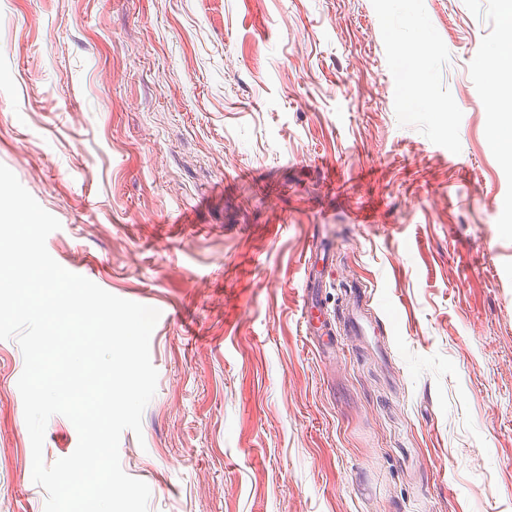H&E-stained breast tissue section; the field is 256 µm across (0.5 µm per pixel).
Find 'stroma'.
Instances as JSON below:
<instances>
[{"mask_svg":"<svg viewBox=\"0 0 512 512\" xmlns=\"http://www.w3.org/2000/svg\"><path fill=\"white\" fill-rule=\"evenodd\" d=\"M511 14L0 0V164L60 221L57 263L160 312L119 445L148 512H512ZM354 282L376 333L305 321ZM23 368L0 340V512L47 498ZM77 443L52 416L45 464Z\"/></svg>","mask_w":512,"mask_h":512,"instance_id":"obj_1","label":"stroma"}]
</instances>
